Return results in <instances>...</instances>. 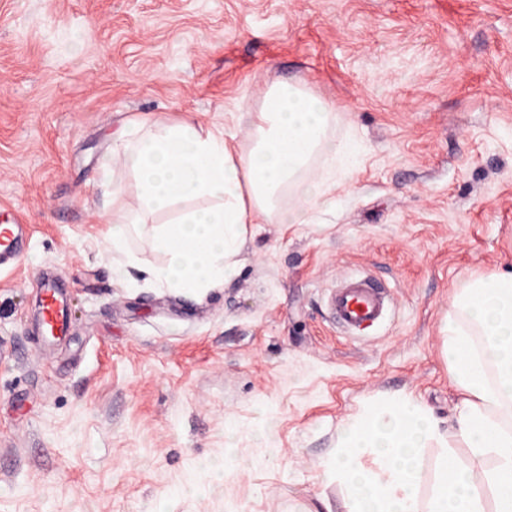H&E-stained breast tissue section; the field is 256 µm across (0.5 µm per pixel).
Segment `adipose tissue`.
Wrapping results in <instances>:
<instances>
[{"mask_svg":"<svg viewBox=\"0 0 512 512\" xmlns=\"http://www.w3.org/2000/svg\"><path fill=\"white\" fill-rule=\"evenodd\" d=\"M335 104L299 83L271 87L250 123V145L238 150L219 128L192 118L157 117L126 128L100 162L102 181L114 185L116 166L138 185V224L164 256L146 268L144 282L197 298L238 272L251 224H308L331 207L330 190L310 178L321 158L347 157L331 132ZM302 195V205L283 200ZM175 211L169 224L146 226L147 216ZM443 352L463 408L452 428L428 410L398 400L386 413L367 412L344 424L339 445L379 451L375 470L336 457L331 469L348 486V512H512V273L469 281L444 326ZM442 448L433 493L420 505L418 453ZM461 443L473 457H492L491 469L464 468L448 449Z\"/></svg>","mask_w":512,"mask_h":512,"instance_id":"1","label":"adipose tissue"}]
</instances>
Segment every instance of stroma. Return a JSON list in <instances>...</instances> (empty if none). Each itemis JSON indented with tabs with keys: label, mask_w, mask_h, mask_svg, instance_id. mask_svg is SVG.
Returning <instances> with one entry per match:
<instances>
[{
	"label": "stroma",
	"mask_w": 512,
	"mask_h": 512,
	"mask_svg": "<svg viewBox=\"0 0 512 512\" xmlns=\"http://www.w3.org/2000/svg\"><path fill=\"white\" fill-rule=\"evenodd\" d=\"M337 107L355 149L310 224H253L202 301L112 275L132 122L190 115L247 148L278 82ZM27 224L0 269V512H347L342 426L403 396L462 407L442 326L472 277L512 272V0H0V204ZM71 330L46 342L41 275ZM369 275L384 324L328 297ZM391 303V288L370 276L344 279L328 300L330 315L336 326L350 335H359L382 323Z\"/></svg>",
	"instance_id": "1"
}]
</instances>
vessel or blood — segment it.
<instances>
[{"instance_id":"1","label":"vessel or blood","mask_w":512,"mask_h":512,"mask_svg":"<svg viewBox=\"0 0 512 512\" xmlns=\"http://www.w3.org/2000/svg\"><path fill=\"white\" fill-rule=\"evenodd\" d=\"M26 225L0 222V266L20 260ZM41 322L45 337L54 341L70 329L66 296L54 281L43 280L40 287ZM390 288L369 276H353L341 281L329 296L330 315L338 328L357 335L382 323L391 308Z\"/></svg>"}]
</instances>
